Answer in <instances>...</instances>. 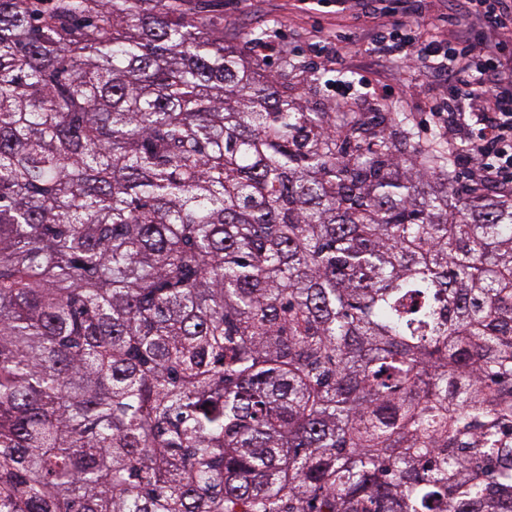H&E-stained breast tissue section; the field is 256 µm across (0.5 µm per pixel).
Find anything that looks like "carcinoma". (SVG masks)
<instances>
[{
    "instance_id": "carcinoma-1",
    "label": "carcinoma",
    "mask_w": 512,
    "mask_h": 512,
    "mask_svg": "<svg viewBox=\"0 0 512 512\" xmlns=\"http://www.w3.org/2000/svg\"><path fill=\"white\" fill-rule=\"evenodd\" d=\"M184 2L0 0V512H512V193Z\"/></svg>"
}]
</instances>
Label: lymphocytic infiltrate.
Wrapping results in <instances>:
<instances>
[{"instance_id": "f902f5d3", "label": "lymphocytic infiltrate", "mask_w": 512, "mask_h": 512, "mask_svg": "<svg viewBox=\"0 0 512 512\" xmlns=\"http://www.w3.org/2000/svg\"><path fill=\"white\" fill-rule=\"evenodd\" d=\"M467 13L477 25L440 41L410 2L371 51L381 64L447 78L448 94L431 103L423 127L446 136L472 182L512 189V0H468Z\"/></svg>"}]
</instances>
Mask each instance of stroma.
<instances>
[{
    "mask_svg": "<svg viewBox=\"0 0 512 512\" xmlns=\"http://www.w3.org/2000/svg\"><path fill=\"white\" fill-rule=\"evenodd\" d=\"M189 7L210 31L223 34L225 44L241 47L255 36L274 44L278 52L265 58V66H278L283 51L310 61L320 48L330 59V79L351 81L357 72L375 69L374 95L350 98L351 111L404 113L409 126L417 131V140L430 145L429 135L418 126L438 84L395 65L378 66L369 51L378 20L357 18L353 10H339L332 0L320 5L314 0H190ZM339 31L350 36L357 51L338 50L335 34ZM410 83L415 85V92H406Z\"/></svg>",
    "mask_w": 512,
    "mask_h": 512,
    "instance_id": "1",
    "label": "stroma"
}]
</instances>
